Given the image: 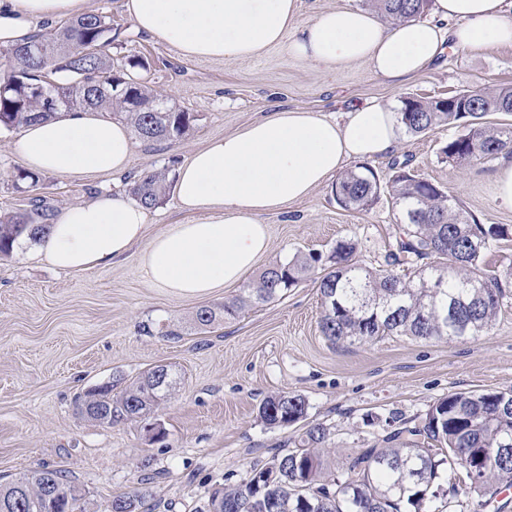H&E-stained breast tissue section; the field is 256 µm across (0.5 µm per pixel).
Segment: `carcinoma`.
Returning a JSON list of instances; mask_svg holds the SVG:
<instances>
[{
  "label": "carcinoma",
  "instance_id": "carcinoma-1",
  "mask_svg": "<svg viewBox=\"0 0 512 512\" xmlns=\"http://www.w3.org/2000/svg\"><path fill=\"white\" fill-rule=\"evenodd\" d=\"M393 21L418 18L428 0H374ZM111 19L89 14L30 43L44 47L40 58L24 47L6 50L0 64V127L17 129L49 121L56 112H44L36 92H60L71 109H99L126 123L142 140H169L183 136L191 116L175 107L156 108L168 96L133 78L131 70L142 62L131 60L129 70L115 72L109 54ZM60 76L59 80L50 77ZM480 113L445 112L437 103L404 101L398 120L412 136L440 125H457L466 132L448 139L440 148L441 160L450 164L464 158L474 164L512 154V125H490V112H512V86L482 89ZM394 174L381 184L373 169L363 164L342 173L335 184L337 202L357 211L368 209L387 189L397 215L398 235L389 246L385 265L369 267L354 259L357 243L336 241L319 267L322 256L298 252L279 260L249 281L239 295L224 302L226 316H235L255 304L275 299L296 286L309 273L317 277L322 301L319 328L332 345L353 344L383 336L473 340L486 334L497 316L506 289L512 286V267L502 271L483 268V257L493 243L508 237V228L481 224L443 186L393 163ZM13 187L38 183L39 174L18 169L5 176ZM169 188L164 171L130 184L131 198L152 209ZM53 213L47 200L31 197L28 208L0 216V256H8L25 236L37 241L51 227ZM409 265L412 275L402 278L395 269ZM149 370L126 384L100 386L78 397V409L87 419L112 426L145 415L166 401L172 392L153 382ZM306 400L282 392L266 397L259 418L270 427H290L304 420ZM512 441V411L497 412L481 392H459L436 400L420 424L394 429L383 437L381 448H365L346 462L341 481L322 479L327 429L314 424L297 436L294 448L274 454L261 467L251 469L238 483L212 493L207 512H429L439 498L440 479L470 448H490L493 461L482 474L493 491L512 487V453H499L504 439ZM63 494L68 512H86L84 493L68 482L64 472L42 468L0 484V512H47L46 486ZM112 503L122 512H140L139 495L119 496Z\"/></svg>",
  "mask_w": 512,
  "mask_h": 512
}]
</instances>
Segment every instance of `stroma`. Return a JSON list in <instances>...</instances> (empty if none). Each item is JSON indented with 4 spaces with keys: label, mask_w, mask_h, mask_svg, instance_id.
<instances>
[{
    "label": "stroma",
    "mask_w": 512,
    "mask_h": 512,
    "mask_svg": "<svg viewBox=\"0 0 512 512\" xmlns=\"http://www.w3.org/2000/svg\"><path fill=\"white\" fill-rule=\"evenodd\" d=\"M124 0H88L89 12L112 19V58L142 59L140 80L163 90L194 116L189 131L167 141L134 139L123 173L42 174L33 193L0 182V214L47 199L56 212L102 195L126 196L130 179L178 170L193 152L253 120L289 109L340 118L374 102L391 108L405 99L447 96L466 85H512V48L474 54L447 50L441 63L405 80L377 75L363 62L338 68L293 58L287 45L246 60L183 57L139 33ZM443 125L400 134L396 149L370 159L381 180L393 162L439 183L484 224L512 228L492 177L494 165L456 166L439 150L459 135ZM326 181L302 200L260 215L269 245L258 268L296 252L329 254L354 238L356 257L376 266L396 235L388 194L364 211L342 209ZM33 241L0 260V482L47 467L65 472L85 495L86 512H105L114 496L145 493L152 512H203L216 488L247 477L251 467L288 451L305 424L329 430L327 478L341 477L350 454L378 447L381 423L419 422L439 398L463 391L512 390V292L486 335L467 342L388 336L331 347L319 330L315 277L239 317L198 327L203 306L221 308L239 294L234 284L191 297L155 286L136 244L105 269L67 273L30 255ZM175 328L179 337L167 336ZM159 364L175 378L171 398L147 415L112 426L82 417L75 398L117 379L132 380ZM302 395L305 423L271 428L258 417L265 397ZM165 431L152 436V425ZM436 501L442 512H512V489L488 506L469 493L462 470L446 473Z\"/></svg>",
    "instance_id": "1"
}]
</instances>
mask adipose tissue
<instances>
[{
	"label": "adipose tissue",
	"mask_w": 512,
	"mask_h": 512,
	"mask_svg": "<svg viewBox=\"0 0 512 512\" xmlns=\"http://www.w3.org/2000/svg\"><path fill=\"white\" fill-rule=\"evenodd\" d=\"M125 9L138 31L187 58H256L290 31L288 51L301 61H364L391 79L423 73L449 43L474 52L512 45V0H432L428 19L390 26L374 11L342 6L301 24L298 0H125ZM86 10L87 0H0V48L27 43L40 22ZM398 133L395 112L369 102L340 121L288 109L254 120L180 169L176 196L192 221L149 239L143 207L103 197L64 211L33 256L79 273L126 258L145 239L141 261L154 285L206 295L238 282L266 251L259 215L306 197L348 160L391 152ZM18 149L29 169L69 176L123 170L132 143L124 124L82 111L23 127Z\"/></svg>",
	"instance_id": "adipose-tissue-1"
}]
</instances>
